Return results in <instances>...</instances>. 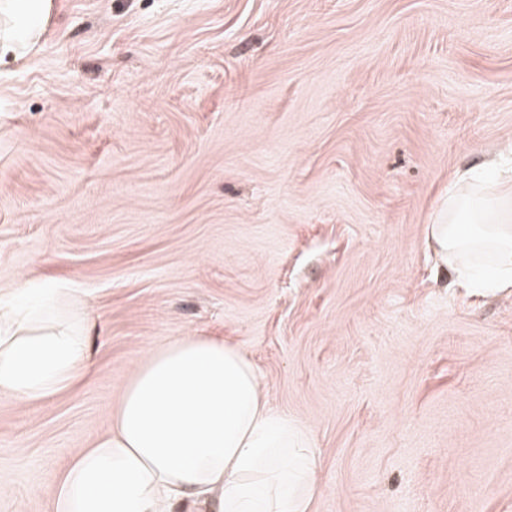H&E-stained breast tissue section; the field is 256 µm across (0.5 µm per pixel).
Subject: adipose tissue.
<instances>
[{
	"label": "adipose tissue",
	"instance_id": "obj_1",
	"mask_svg": "<svg viewBox=\"0 0 512 512\" xmlns=\"http://www.w3.org/2000/svg\"><path fill=\"white\" fill-rule=\"evenodd\" d=\"M49 0H0V57L25 59ZM429 238L476 290H512V179L461 175ZM91 325L71 289L34 283L0 302V393L43 399L86 369ZM309 434L270 407L235 346L189 336L156 350L123 389L109 434L53 480L54 512H310Z\"/></svg>",
	"mask_w": 512,
	"mask_h": 512
}]
</instances>
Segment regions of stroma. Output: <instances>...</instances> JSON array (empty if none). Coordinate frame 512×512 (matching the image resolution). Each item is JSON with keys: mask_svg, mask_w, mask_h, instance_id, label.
I'll use <instances>...</instances> for the list:
<instances>
[{"mask_svg": "<svg viewBox=\"0 0 512 512\" xmlns=\"http://www.w3.org/2000/svg\"><path fill=\"white\" fill-rule=\"evenodd\" d=\"M512 145V0H52L0 61V292L73 289L85 374L0 394V512L186 336L310 434L311 512H512V296L436 270L456 171Z\"/></svg>", "mask_w": 512, "mask_h": 512, "instance_id": "35a3bbf8", "label": "stroma"}]
</instances>
